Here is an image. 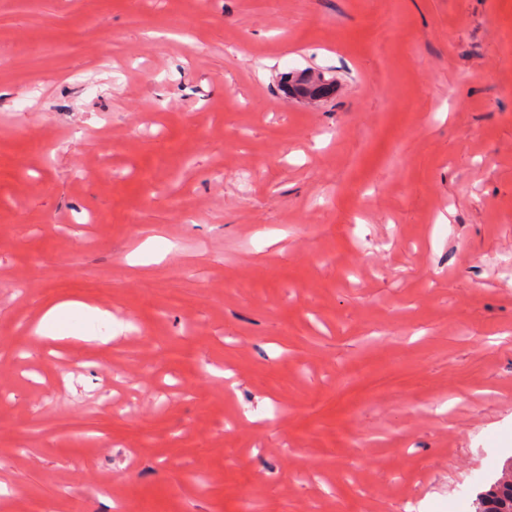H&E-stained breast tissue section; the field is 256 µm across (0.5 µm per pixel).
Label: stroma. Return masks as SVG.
<instances>
[{"label": "stroma", "instance_id": "35a3bbf8", "mask_svg": "<svg viewBox=\"0 0 512 512\" xmlns=\"http://www.w3.org/2000/svg\"><path fill=\"white\" fill-rule=\"evenodd\" d=\"M2 278L0 512H469L512 457V0H0ZM68 301L111 340L32 338Z\"/></svg>", "mask_w": 512, "mask_h": 512}]
</instances>
